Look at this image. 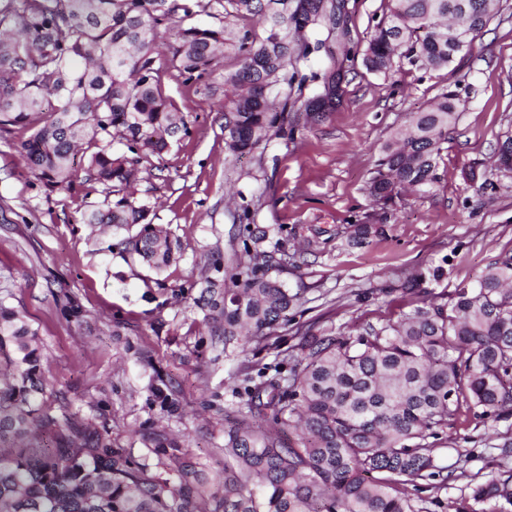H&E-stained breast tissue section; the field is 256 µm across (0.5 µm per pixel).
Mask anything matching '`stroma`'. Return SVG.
I'll return each mask as SVG.
<instances>
[{"mask_svg": "<svg viewBox=\"0 0 512 512\" xmlns=\"http://www.w3.org/2000/svg\"><path fill=\"white\" fill-rule=\"evenodd\" d=\"M386 6L354 0L349 35L336 52L364 44ZM160 63L190 133L144 159L134 197L179 240V261L161 272L132 261L127 232L84 223L72 199L30 184L18 148L24 132L0 128V296L38 332L49 405L68 402L138 460L149 433L167 434L214 479L224 470V429L241 408L235 387L281 361L299 341L297 325L356 333L410 310L400 278L441 266L445 277L427 289L448 294L512 248V193L478 192L467 176L473 163L490 162L492 145L512 124V0H500L463 60L426 71L398 59L389 78L355 62L336 111L296 141L273 135L240 157L224 145V75L236 69L235 56L220 55L202 82H184L169 56ZM457 83L459 119L433 191L402 197L387 212L386 236L351 245L350 223L374 211L364 185L380 146ZM245 205L254 224L287 228L289 248H304L303 263L269 274L305 303L293 322L251 343L246 360L229 361L194 304V284L212 258L236 265ZM160 376L174 399L167 411L151 391ZM507 440L512 416L449 421L432 451L435 476L417 482L425 512H454L476 484L512 471V453L502 451Z\"/></svg>", "mask_w": 512, "mask_h": 512, "instance_id": "35a3bbf8", "label": "stroma"}]
</instances>
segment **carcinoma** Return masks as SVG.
Here are the masks:
<instances>
[{"label": "carcinoma", "instance_id": "cac0c4a2", "mask_svg": "<svg viewBox=\"0 0 512 512\" xmlns=\"http://www.w3.org/2000/svg\"><path fill=\"white\" fill-rule=\"evenodd\" d=\"M212 1L221 3L0 0V125L31 131L20 142L28 173L80 202L84 221L138 227L128 251L158 272L176 260L180 243L152 223L150 207L129 189L144 158L189 134L156 65L162 30L173 20L181 25L171 64L185 81L203 80L220 53L239 60L224 75L233 89L224 144L243 154L272 131L293 141L311 119L335 110L336 68L348 69L357 55L383 75L397 57L423 69L450 66L469 54L496 2L388 0L364 45L309 74L310 56L325 47L321 35L336 29V0H226L233 18L263 20L260 34L190 23ZM309 79L320 91L306 97ZM280 81L297 93L277 112L269 93ZM457 118L455 90L410 113L365 185L379 209L405 190H433ZM116 138L126 150L112 148ZM79 150L86 157L81 180L72 170ZM478 176L484 192L512 190V130L497 139L493 161ZM94 194L103 200L90 201ZM386 232L384 224L358 219L349 238L362 246ZM238 236L241 259L230 272L214 260L198 298L227 358L243 356L246 344L288 324L289 312L303 304L300 292L268 274L274 263L295 262L287 240L265 245L268 231L253 224L246 206ZM443 277L437 266L406 278L400 288L414 295L411 310L368 322L355 335L301 331L287 354L288 374L278 362L245 377L238 394L246 414L292 437L285 442L244 419L224 429V481L215 491L204 464L186 460L167 435L149 436L151 466L77 414L47 405L38 333L0 298V512H421L403 486L434 474L432 448L448 422L463 411L494 420L512 413V249L446 297L426 291V282ZM40 432L54 436L53 447L42 448ZM471 500L512 505V474L474 486Z\"/></svg>", "mask_w": 512, "mask_h": 512}]
</instances>
